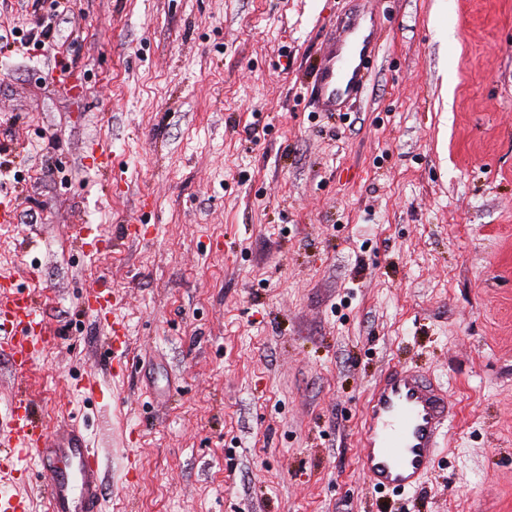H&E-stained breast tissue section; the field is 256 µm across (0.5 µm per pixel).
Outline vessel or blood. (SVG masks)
<instances>
[{
	"instance_id": "vessel-or-blood-1",
	"label": "vessel or blood",
	"mask_w": 512,
	"mask_h": 512,
	"mask_svg": "<svg viewBox=\"0 0 512 512\" xmlns=\"http://www.w3.org/2000/svg\"><path fill=\"white\" fill-rule=\"evenodd\" d=\"M372 46L370 38L323 53L315 78L317 102L332 112L358 95L364 84ZM55 332L45 325L35 301L19 292L11 271L0 269V350L8 352L18 377H26ZM12 461L39 459L36 481L45 490V512H98L102 499L103 461L79 429L57 437L43 433L27 392L10 401ZM451 407L435 378L411 365L386 370L373 385L361 426L359 465L372 487L392 492L418 488L434 465L448 432ZM0 468V483L13 475Z\"/></svg>"
}]
</instances>
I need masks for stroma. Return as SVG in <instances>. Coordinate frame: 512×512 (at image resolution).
<instances>
[{"instance_id": "obj_1", "label": "stroma", "mask_w": 512, "mask_h": 512, "mask_svg": "<svg viewBox=\"0 0 512 512\" xmlns=\"http://www.w3.org/2000/svg\"><path fill=\"white\" fill-rule=\"evenodd\" d=\"M359 20L364 90L318 111ZM12 29L0 265L58 335L28 393L104 458V512H512V0H0ZM402 363L454 416L419 488L378 493L361 420Z\"/></svg>"}]
</instances>
